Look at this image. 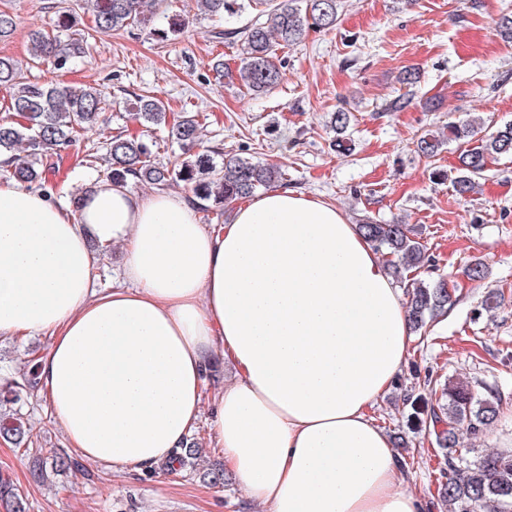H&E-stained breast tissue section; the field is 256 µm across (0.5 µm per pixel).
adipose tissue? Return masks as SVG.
Instances as JSON below:
<instances>
[{
  "instance_id": "obj_1",
  "label": "adipose tissue",
  "mask_w": 512,
  "mask_h": 512,
  "mask_svg": "<svg viewBox=\"0 0 512 512\" xmlns=\"http://www.w3.org/2000/svg\"><path fill=\"white\" fill-rule=\"evenodd\" d=\"M0 335L46 338L38 391L84 460L145 475L203 427L268 512L425 510L371 414L411 354L401 290L334 204L275 188L203 224L187 194L0 184ZM123 260L124 254L119 248L99 254V261L96 267L99 288H109L112 286V281L119 278Z\"/></svg>"
}]
</instances>
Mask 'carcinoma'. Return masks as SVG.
Here are the masks:
<instances>
[{
	"mask_svg": "<svg viewBox=\"0 0 512 512\" xmlns=\"http://www.w3.org/2000/svg\"><path fill=\"white\" fill-rule=\"evenodd\" d=\"M281 0L269 5L264 19L244 28L224 31V37L240 42L242 67L240 77L246 88L261 95L280 80V72L271 55L274 45L284 48L302 43L309 24L331 29L338 19L340 0ZM93 5L94 31L109 33L135 23H145L156 14L158 0H90ZM204 12L220 20L238 15L244 9L239 0H198ZM71 15L61 14L52 32L34 30L29 35L33 58L53 60L56 69L67 68L89 50L88 37L73 30ZM0 88L10 91L9 116L0 118V153L9 155L0 169L18 183L46 182L54 152L66 150L80 140L82 132L98 123L106 110V100L93 86L72 87L31 81L21 74L18 63L0 56ZM133 118L145 128L169 126L168 138L187 147L184 157L172 167L155 162L160 142L131 136L122 131L109 139L107 154L110 169L106 179L125 183L133 178L159 189L174 181L191 185L199 210L216 216L235 201L267 189L283 177L282 168L259 159L224 153L202 146L201 115L184 112L169 122L165 104L155 97L141 96L130 108ZM474 119L448 125L443 139L425 133L416 141V152L435 157L445 142L466 141L474 137ZM512 155V124L500 126L481 144L467 149L459 157V174L454 179L455 192L466 196L474 191L488 158ZM359 230L375 250L388 257L389 267L400 282H408L407 312L412 327L422 329L428 321L448 309L452 296L448 283L439 279L425 282L408 277L431 262L425 245L410 235L407 225L380 224L365 217ZM36 367L31 365L0 389V438L15 445H25L32 454L33 476L43 481L47 467L59 462L54 448H38L30 428L18 408L23 396L37 390ZM423 386L429 392L426 418L419 420L428 438L445 453L448 471L438 485V497L448 512H512V452L489 450L476 461L467 459L473 451L469 440L483 433L499 415V408L489 399H481L471 386L457 382L438 385L430 374ZM199 443L192 441L166 462L171 468L197 466ZM0 507L4 512H25L22 498L12 493L10 485L0 483Z\"/></svg>",
	"mask_w": 512,
	"mask_h": 512,
	"instance_id": "carcinoma-1",
	"label": "carcinoma"
}]
</instances>
